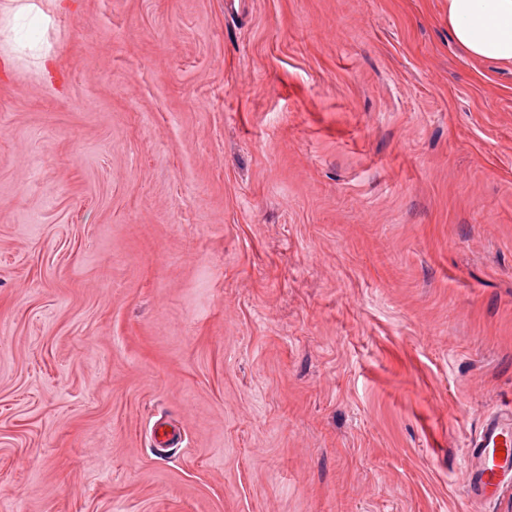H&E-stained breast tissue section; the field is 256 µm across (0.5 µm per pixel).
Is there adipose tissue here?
Returning a JSON list of instances; mask_svg holds the SVG:
<instances>
[{"mask_svg": "<svg viewBox=\"0 0 512 512\" xmlns=\"http://www.w3.org/2000/svg\"><path fill=\"white\" fill-rule=\"evenodd\" d=\"M448 29L471 60L512 66V0H447Z\"/></svg>", "mask_w": 512, "mask_h": 512, "instance_id": "1", "label": "adipose tissue"}]
</instances>
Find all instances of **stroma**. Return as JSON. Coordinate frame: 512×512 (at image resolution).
<instances>
[{"mask_svg":"<svg viewBox=\"0 0 512 512\" xmlns=\"http://www.w3.org/2000/svg\"><path fill=\"white\" fill-rule=\"evenodd\" d=\"M34 2L0 512H512L466 481L512 408V67L446 0Z\"/></svg>","mask_w":512,"mask_h":512,"instance_id":"obj_1","label":"stroma"}]
</instances>
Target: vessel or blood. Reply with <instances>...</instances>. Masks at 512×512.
<instances>
[{"label": "vessel or blood", "instance_id": "1", "mask_svg": "<svg viewBox=\"0 0 512 512\" xmlns=\"http://www.w3.org/2000/svg\"><path fill=\"white\" fill-rule=\"evenodd\" d=\"M475 465L468 476L470 490L478 495L496 492L512 473V415L487 417L473 448Z\"/></svg>", "mask_w": 512, "mask_h": 512}]
</instances>
